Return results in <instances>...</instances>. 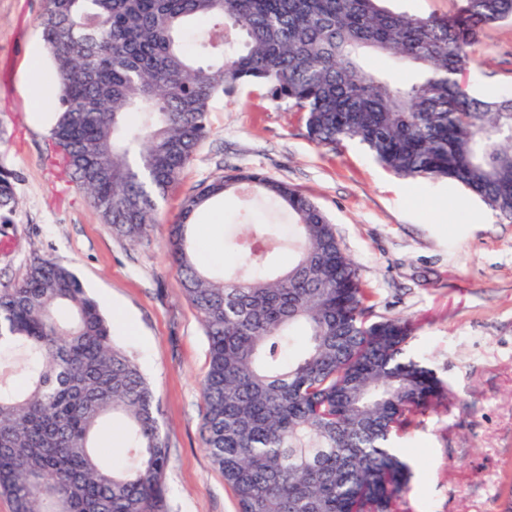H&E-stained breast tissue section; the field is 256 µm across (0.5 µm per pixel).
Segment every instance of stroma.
<instances>
[{
  "instance_id": "35a3bbf8",
  "label": "stroma",
  "mask_w": 512,
  "mask_h": 512,
  "mask_svg": "<svg viewBox=\"0 0 512 512\" xmlns=\"http://www.w3.org/2000/svg\"><path fill=\"white\" fill-rule=\"evenodd\" d=\"M42 0H0V164L18 205L0 223V288L17 283L32 252L69 266L112 322V336L153 383L169 512H237L203 449L200 383L208 345L165 247L185 194L235 170L288 182L328 215L358 266L375 310L412 320L409 351L448 383L450 403L404 435L415 478L411 512H500L512 494V221L449 181L395 177L360 146L312 142L296 113L248 87L213 101L210 134L159 202L160 222L137 243L103 224L55 164V105L34 109L45 85L28 65L44 51ZM461 77L476 93L512 89V23L484 30ZM238 200L213 202L189 228L198 262L237 264L226 246Z\"/></svg>"
}]
</instances>
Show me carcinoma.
<instances>
[{
  "instance_id": "carcinoma-1",
  "label": "carcinoma",
  "mask_w": 512,
  "mask_h": 512,
  "mask_svg": "<svg viewBox=\"0 0 512 512\" xmlns=\"http://www.w3.org/2000/svg\"><path fill=\"white\" fill-rule=\"evenodd\" d=\"M383 2L43 0L62 172L113 233L138 241L207 137L211 103L252 86L299 114L317 144L356 142L398 177L450 179L512 219V92L476 97L460 82L468 47L512 22V0L426 17ZM192 21L208 24L200 56L226 25L242 46L203 64L182 48ZM364 49L417 77L369 68ZM15 181L1 165L0 213L15 210ZM226 195L288 215V267L273 269L283 242L268 233L233 243L249 276L216 278L197 262L188 228ZM166 247L208 343L204 448L238 512H409L413 472L392 443L448 400V385L407 355L410 321L374 313L320 207L259 171L225 174L185 195ZM297 339L303 351L284 358ZM17 355L26 385L0 382V493L14 512H167L154 389L76 274L37 252L0 289V361ZM116 415L122 467L94 446Z\"/></svg>"
}]
</instances>
